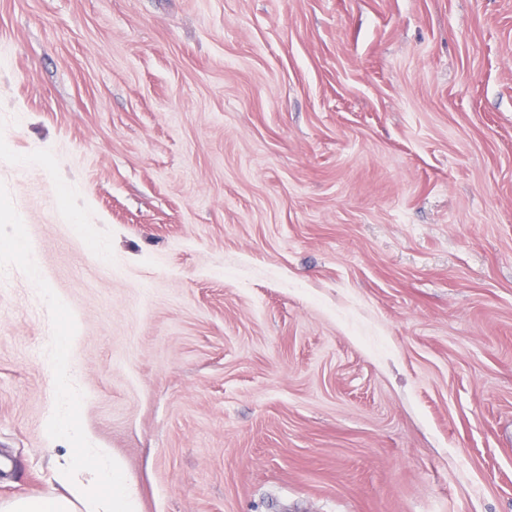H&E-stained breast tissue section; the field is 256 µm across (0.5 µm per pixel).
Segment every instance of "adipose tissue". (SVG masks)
Wrapping results in <instances>:
<instances>
[{"label": "adipose tissue", "mask_w": 512, "mask_h": 512, "mask_svg": "<svg viewBox=\"0 0 512 512\" xmlns=\"http://www.w3.org/2000/svg\"><path fill=\"white\" fill-rule=\"evenodd\" d=\"M80 442L54 471L65 495L17 497L1 504L0 512H140L137 491L122 461L88 436H81Z\"/></svg>", "instance_id": "1"}]
</instances>
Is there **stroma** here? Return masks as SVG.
<instances>
[{"label":"stroma","mask_w":512,"mask_h":512,"mask_svg":"<svg viewBox=\"0 0 512 512\" xmlns=\"http://www.w3.org/2000/svg\"><path fill=\"white\" fill-rule=\"evenodd\" d=\"M0 54L1 503L65 364L142 512H512V0H0Z\"/></svg>","instance_id":"35a3bbf8"}]
</instances>
